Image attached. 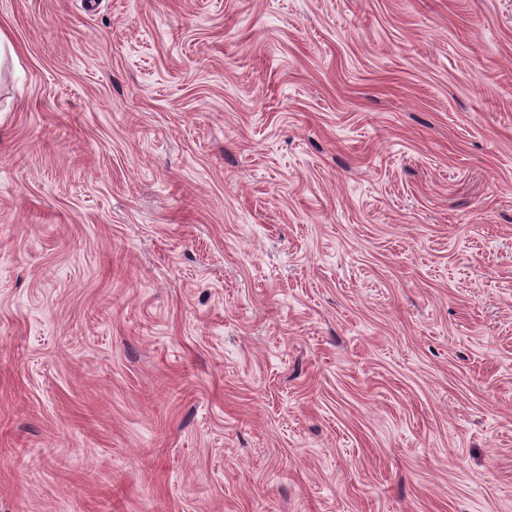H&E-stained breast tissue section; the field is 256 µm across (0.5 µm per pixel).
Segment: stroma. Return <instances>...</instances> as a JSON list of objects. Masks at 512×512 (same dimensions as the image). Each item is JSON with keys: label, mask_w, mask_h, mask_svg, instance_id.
<instances>
[{"label": "stroma", "mask_w": 512, "mask_h": 512, "mask_svg": "<svg viewBox=\"0 0 512 512\" xmlns=\"http://www.w3.org/2000/svg\"><path fill=\"white\" fill-rule=\"evenodd\" d=\"M0 32V512H512V0Z\"/></svg>", "instance_id": "obj_1"}]
</instances>
